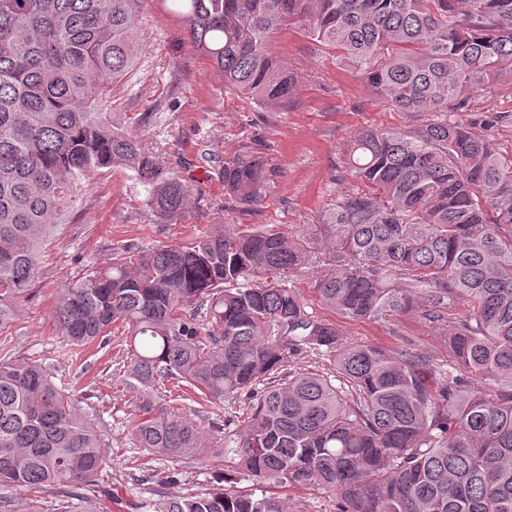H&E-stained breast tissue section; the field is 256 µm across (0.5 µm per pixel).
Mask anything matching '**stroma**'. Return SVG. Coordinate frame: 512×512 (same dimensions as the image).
<instances>
[{"instance_id": "obj_1", "label": "stroma", "mask_w": 512, "mask_h": 512, "mask_svg": "<svg viewBox=\"0 0 512 512\" xmlns=\"http://www.w3.org/2000/svg\"><path fill=\"white\" fill-rule=\"evenodd\" d=\"M171 0H144L135 21L139 63L114 85L102 108L134 131L191 189V205L176 223L162 222L147 192L129 170L92 175L79 202L49 242L36 283L19 299V315L0 331V359L35 360L90 412L108 463L98 475L97 501L64 491L13 490V512H150L158 495H184L232 485L262 494L266 484L238 466L245 424L230 419L213 442L223 460L198 458L172 468L138 448L128 431L131 395L120 383L124 336L102 345H71L56 328L54 310L65 284L111 265L123 245L153 247L190 243L204 234L273 228L323 238L327 211L362 184L347 165L351 137L366 128L400 130L431 119L403 112L373 90L337 49L295 29L280 31L271 49L297 76L288 106L266 108L226 89L224 78L194 48ZM449 120L482 130L501 153L512 155V76L472 93ZM252 150L266 167V187L252 210L241 211L225 195L216 173L225 157ZM346 340L412 349L438 363L448 361L441 330L418 316L391 322L338 319Z\"/></svg>"}]
</instances>
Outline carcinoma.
I'll use <instances>...</instances> for the list:
<instances>
[{
	"mask_svg": "<svg viewBox=\"0 0 512 512\" xmlns=\"http://www.w3.org/2000/svg\"><path fill=\"white\" fill-rule=\"evenodd\" d=\"M138 2L0 0V327L91 174L132 171L162 220L188 209L189 188L99 107L138 63ZM176 2L224 86L260 106L288 105L296 76L270 43L294 27L340 49L393 106L442 119L354 135L348 165L366 190L336 201L325 243L265 228L125 245L63 288L61 335L83 347L127 328L122 384L138 401L128 426L154 456L221 460L212 433L245 392L239 465L259 482L329 493L337 512H512V156L448 121L512 74V0ZM218 175L241 209L261 200L253 152L224 159ZM325 249L322 308L351 321H446L448 370L404 346L347 342L308 311L286 273L304 276ZM300 355L329 365L281 372ZM472 378L490 388L472 390ZM171 381L209 408V429L153 407ZM105 464L92 419L42 364L0 360V486L93 494ZM152 508L288 512V501L224 489L162 495Z\"/></svg>",
	"mask_w": 512,
	"mask_h": 512,
	"instance_id": "obj_1",
	"label": "carcinoma"
}]
</instances>
